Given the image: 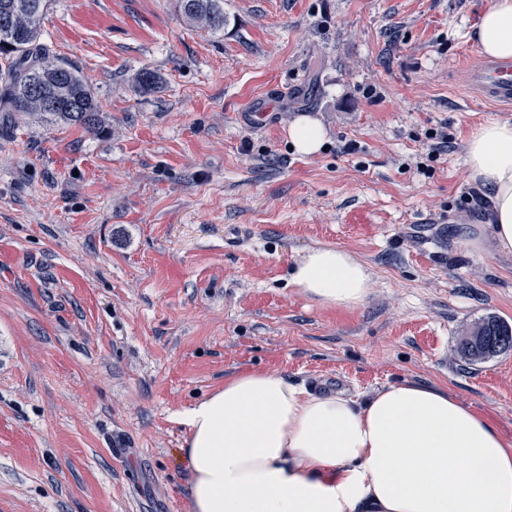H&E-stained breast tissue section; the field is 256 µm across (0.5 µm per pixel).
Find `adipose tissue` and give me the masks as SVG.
<instances>
[{"label":"adipose tissue","instance_id":"adipose-tissue-1","mask_svg":"<svg viewBox=\"0 0 512 512\" xmlns=\"http://www.w3.org/2000/svg\"><path fill=\"white\" fill-rule=\"evenodd\" d=\"M475 39L483 55L512 58V0H493ZM465 164L491 201L489 235L466 233V244L511 253L512 120L481 124ZM290 282L342 309L371 289L365 265L338 246L306 250ZM181 419L192 512H512V438L439 387L314 394L245 370Z\"/></svg>","mask_w":512,"mask_h":512}]
</instances>
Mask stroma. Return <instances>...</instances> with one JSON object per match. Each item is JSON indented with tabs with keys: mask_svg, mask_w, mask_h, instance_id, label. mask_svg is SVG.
<instances>
[{
	"mask_svg": "<svg viewBox=\"0 0 512 512\" xmlns=\"http://www.w3.org/2000/svg\"><path fill=\"white\" fill-rule=\"evenodd\" d=\"M491 3L224 0L211 35L177 0H50L41 42L101 129L0 112V512H191L179 415L244 370L437 385L512 438V352L458 353L482 318L512 325V253L462 237L491 211L467 141L512 119L464 81ZM303 114L312 156L288 141ZM440 125L455 148L421 175ZM318 246L366 265L364 304L289 285ZM288 139L297 153L310 156L322 148L326 132L318 119L301 115L288 128Z\"/></svg>",
	"mask_w": 512,
	"mask_h": 512,
	"instance_id": "stroma-1",
	"label": "stroma"
}]
</instances>
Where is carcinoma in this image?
Returning a JSON list of instances; mask_svg holds the SVG:
<instances>
[{
  "label": "carcinoma",
  "mask_w": 512,
  "mask_h": 512,
  "mask_svg": "<svg viewBox=\"0 0 512 512\" xmlns=\"http://www.w3.org/2000/svg\"><path fill=\"white\" fill-rule=\"evenodd\" d=\"M49 2L0 0V17L11 20L10 27H0V57L6 62L0 69V110L94 131L99 124L94 93L75 66L51 57L41 43ZM178 4L188 23L209 34L224 30V0H178ZM133 83L138 90L149 91L161 83V75L142 68ZM41 93L53 99V108H42ZM460 349L469 364L512 351V326L490 316L461 339Z\"/></svg>",
  "instance_id": "obj_1"
}]
</instances>
